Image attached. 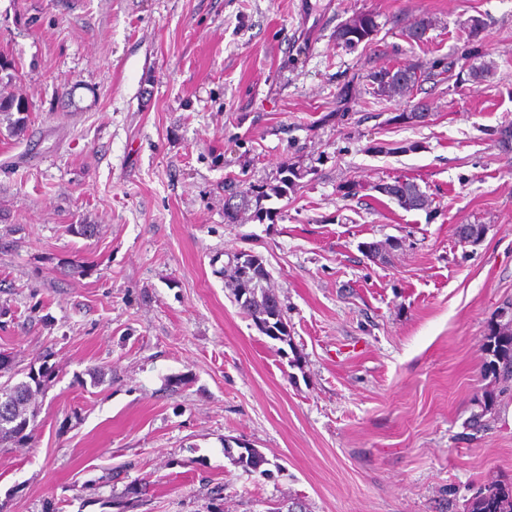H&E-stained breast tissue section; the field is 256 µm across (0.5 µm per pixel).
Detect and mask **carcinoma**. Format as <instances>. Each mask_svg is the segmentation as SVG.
<instances>
[{
	"label": "carcinoma",
	"mask_w": 512,
	"mask_h": 512,
	"mask_svg": "<svg viewBox=\"0 0 512 512\" xmlns=\"http://www.w3.org/2000/svg\"><path fill=\"white\" fill-rule=\"evenodd\" d=\"M376 28L374 16L360 13L336 30V41L344 46H352L368 38ZM369 78L374 94L391 98L411 93L420 81L421 72L414 66L405 65L394 70L373 72ZM27 111L29 104L25 98L0 90V113L22 114ZM285 172L287 176L273 186L251 185L240 189L232 181L224 184L226 198L240 200L236 207L224 209V223H239L241 211L250 207L254 208V217L263 219L266 213L263 200L273 195L285 197L288 191L295 190L297 186L296 179L301 177V171L291 164ZM377 189L380 194L406 211L425 210L430 205L429 197L410 178H396L378 185ZM484 233L485 227L481 224H459L455 228L457 238L469 243L479 242ZM401 246V240L389 238L365 244L363 252L368 258L381 260L390 251ZM224 277L232 287L235 300L249 312L253 320L258 321L264 315L272 316L276 313L280 318L284 317L279 297L267 285L269 274L260 257L251 254L243 263L229 261L224 267ZM484 348L487 353L483 366L484 375L491 378L495 385V388L486 390L483 394V408L487 410L499 396L497 386L505 387L512 382V303L507 302L498 307L493 320L488 324ZM39 392L40 387H34L28 381L0 386V399L6 397L10 401L9 414L0 412V446L14 441L16 427L25 423L31 415L32 400ZM479 491L487 494L489 505H484L480 499L474 497L468 503L467 512H512V484L491 482L480 487Z\"/></svg>",
	"instance_id": "1"
}]
</instances>
